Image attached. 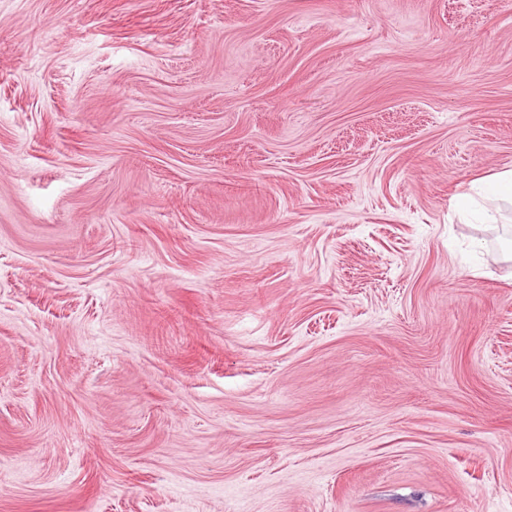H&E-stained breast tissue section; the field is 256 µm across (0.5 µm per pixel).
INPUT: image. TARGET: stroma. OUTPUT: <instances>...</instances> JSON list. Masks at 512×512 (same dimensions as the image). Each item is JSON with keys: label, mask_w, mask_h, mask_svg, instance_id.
<instances>
[{"label": "stroma", "mask_w": 512, "mask_h": 512, "mask_svg": "<svg viewBox=\"0 0 512 512\" xmlns=\"http://www.w3.org/2000/svg\"><path fill=\"white\" fill-rule=\"evenodd\" d=\"M504 169L512 0H0V512H512ZM475 187V196H465L460 204L465 212H473L487 224H496L497 215L501 205L512 206V170L505 169L487 178L481 179ZM484 192H489L499 207L496 210L483 207L476 197H483Z\"/></svg>", "instance_id": "obj_1"}]
</instances>
